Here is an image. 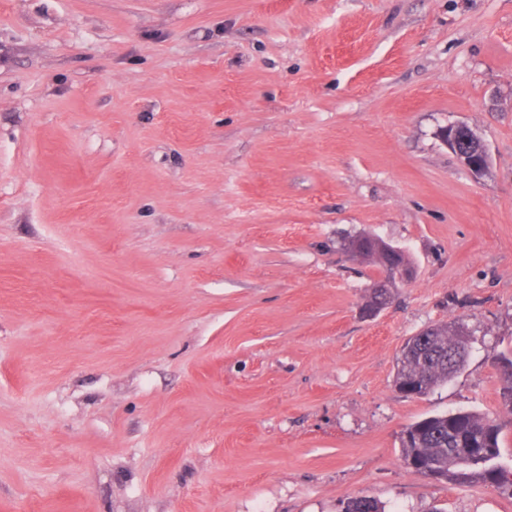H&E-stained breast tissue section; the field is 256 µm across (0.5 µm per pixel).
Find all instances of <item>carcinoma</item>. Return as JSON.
Wrapping results in <instances>:
<instances>
[{
    "mask_svg": "<svg viewBox=\"0 0 512 512\" xmlns=\"http://www.w3.org/2000/svg\"><path fill=\"white\" fill-rule=\"evenodd\" d=\"M388 289L377 281L365 304L368 310L386 305ZM472 333L462 322L430 326L410 337L403 349L411 356L398 361L394 383L409 395L427 396L448 384L466 366ZM502 381V406L509 416L505 420L475 411H459L424 417L406 426L400 436L402 460L417 472L433 470L443 481L458 485L486 484L494 464L488 456H503L504 429L512 426V356H495ZM490 449V455L483 454ZM343 512H385L384 505L370 496L351 497Z\"/></svg>",
    "mask_w": 512,
    "mask_h": 512,
    "instance_id": "cac0c4a2",
    "label": "carcinoma"
}]
</instances>
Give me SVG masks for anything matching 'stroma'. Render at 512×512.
<instances>
[{
	"label": "stroma",
	"mask_w": 512,
	"mask_h": 512,
	"mask_svg": "<svg viewBox=\"0 0 512 512\" xmlns=\"http://www.w3.org/2000/svg\"><path fill=\"white\" fill-rule=\"evenodd\" d=\"M361 232L414 269L373 318ZM510 350L512 0H0V512H512L400 448ZM472 333L462 322L430 326L410 337L402 350L411 357L399 358L394 383L404 394L416 390L415 397L427 396L448 384L466 366ZM462 350L463 355L455 368H448V352Z\"/></svg>",
	"instance_id": "obj_1"
}]
</instances>
